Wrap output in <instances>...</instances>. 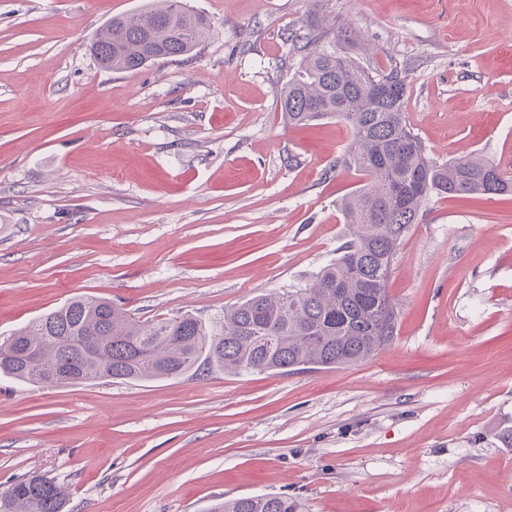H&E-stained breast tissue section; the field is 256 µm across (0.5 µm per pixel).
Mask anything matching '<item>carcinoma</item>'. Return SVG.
Instances as JSON below:
<instances>
[{"label":"carcinoma","mask_w":512,"mask_h":512,"mask_svg":"<svg viewBox=\"0 0 512 512\" xmlns=\"http://www.w3.org/2000/svg\"><path fill=\"white\" fill-rule=\"evenodd\" d=\"M210 21L183 0H151L115 15L98 30L90 52L106 70L134 72L161 59L189 56L210 32ZM310 25L298 68L280 105L288 122L336 118L353 143L342 164L367 177L344 199L351 238L336 260L307 284L252 297L210 322L184 313L140 321L112 302L78 296L0 342V374L34 386H75L99 380L193 378L286 373L362 363L397 336L400 308L387 284L397 249L433 193L454 196L512 192V176L467 154L431 160L403 112L401 74L374 72L328 42ZM383 82L388 101L369 88ZM65 487L30 474L0 492V512H69ZM286 495L224 500L210 512H298Z\"/></svg>","instance_id":"obj_1"}]
</instances>
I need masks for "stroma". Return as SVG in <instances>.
I'll use <instances>...</instances> for the list:
<instances>
[{"mask_svg":"<svg viewBox=\"0 0 512 512\" xmlns=\"http://www.w3.org/2000/svg\"><path fill=\"white\" fill-rule=\"evenodd\" d=\"M146 0H0V340L83 295L203 321L303 286L349 238L350 128L287 122L293 38L406 78L430 157L512 164V0H185L192 56L101 70L94 32ZM388 290L393 343L316 372L25 385L0 375V491L71 512H512V193L434 194ZM65 487L52 478L30 474L0 492V512H69ZM298 504L286 495H254L215 503L210 512H297Z\"/></svg>","mask_w":512,"mask_h":512,"instance_id":"stroma-1","label":"stroma"}]
</instances>
